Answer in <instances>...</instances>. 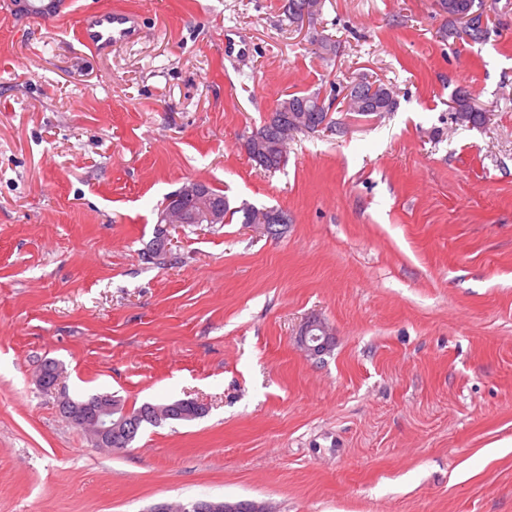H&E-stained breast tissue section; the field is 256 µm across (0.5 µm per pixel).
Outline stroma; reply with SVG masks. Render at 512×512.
Segmentation results:
<instances>
[{
    "label": "stroma",
    "mask_w": 512,
    "mask_h": 512,
    "mask_svg": "<svg viewBox=\"0 0 512 512\" xmlns=\"http://www.w3.org/2000/svg\"><path fill=\"white\" fill-rule=\"evenodd\" d=\"M284 3L73 0L34 22L0 0V512H512V0L482 43L449 40L435 0H322L300 29ZM117 5L138 36L82 49L83 10ZM360 77L395 111H344ZM460 89L484 124L456 123ZM293 92L338 128L263 171L242 136ZM190 180L282 209L283 234L175 224L177 264L144 262ZM315 317L317 357L297 345ZM100 393L208 412L111 453L57 408ZM311 332L315 336H308ZM329 335L326 326L321 321L313 319L303 325L298 342L305 352L311 356H318L329 347ZM185 511L198 512H268L265 503L252 500L206 499L186 503Z\"/></svg>",
    "instance_id": "1"
}]
</instances>
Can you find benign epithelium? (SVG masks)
Masks as SVG:
<instances>
[{
    "label": "benign epithelium",
    "mask_w": 512,
    "mask_h": 512,
    "mask_svg": "<svg viewBox=\"0 0 512 512\" xmlns=\"http://www.w3.org/2000/svg\"><path fill=\"white\" fill-rule=\"evenodd\" d=\"M346 104L359 109L366 106V95L360 85H349L343 91ZM157 244L147 250L146 258L155 261L169 252L168 235L165 224H222V207L209 198L205 183L186 182L165 202L159 214ZM300 346L312 356H318L329 347L330 336L326 326L319 320L307 321L298 338ZM59 379V370L53 363H47V370L36 376V384L41 388L54 387ZM59 413L62 418L84 428L99 446H110L113 442L133 435L137 420L130 417L128 410L120 406L115 398L104 396L92 404H76L65 398L60 401ZM148 413L157 418L189 417L197 418L207 413V407L197 401L186 400L170 405L165 412L157 407L146 405ZM188 512H268L264 503L252 500L206 499L187 503Z\"/></svg>",
    "instance_id": "7a95c632"
}]
</instances>
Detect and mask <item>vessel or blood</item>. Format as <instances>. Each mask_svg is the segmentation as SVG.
I'll return each mask as SVG.
<instances>
[{
  "mask_svg": "<svg viewBox=\"0 0 512 512\" xmlns=\"http://www.w3.org/2000/svg\"><path fill=\"white\" fill-rule=\"evenodd\" d=\"M69 0H25V16L50 21L65 16ZM138 32L135 14L121 8L85 12L78 29V40L87 50L103 54L112 45L130 40Z\"/></svg>",
  "mask_w": 512,
  "mask_h": 512,
  "instance_id": "1",
  "label": "vessel or blood"
}]
</instances>
